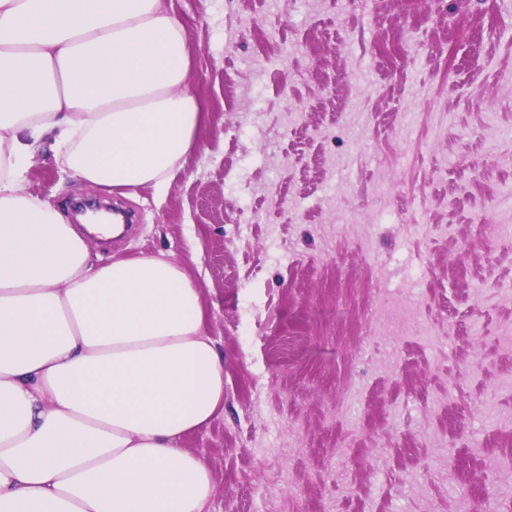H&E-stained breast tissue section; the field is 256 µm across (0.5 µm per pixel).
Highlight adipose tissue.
Masks as SVG:
<instances>
[{
	"mask_svg": "<svg viewBox=\"0 0 512 512\" xmlns=\"http://www.w3.org/2000/svg\"><path fill=\"white\" fill-rule=\"evenodd\" d=\"M202 122L166 0H0V512H209L182 446L224 408L199 289L162 256L95 264L23 188L50 135L78 180L164 193Z\"/></svg>",
	"mask_w": 512,
	"mask_h": 512,
	"instance_id": "1",
	"label": "adipose tissue"
}]
</instances>
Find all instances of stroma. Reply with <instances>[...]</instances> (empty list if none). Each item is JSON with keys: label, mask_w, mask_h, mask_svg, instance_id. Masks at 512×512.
I'll return each instance as SVG.
<instances>
[{"label": "stroma", "mask_w": 512, "mask_h": 512, "mask_svg": "<svg viewBox=\"0 0 512 512\" xmlns=\"http://www.w3.org/2000/svg\"><path fill=\"white\" fill-rule=\"evenodd\" d=\"M205 121L167 192L93 260L198 286L224 410L183 445L210 512H499L512 495V13L500 0H170Z\"/></svg>", "instance_id": "1"}]
</instances>
